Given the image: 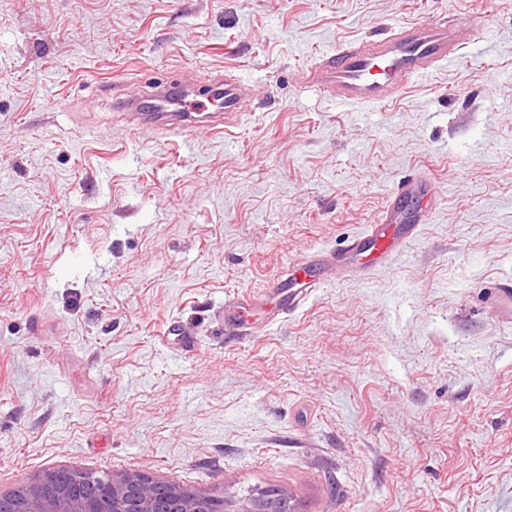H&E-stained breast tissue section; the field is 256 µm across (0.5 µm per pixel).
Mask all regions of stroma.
<instances>
[{
    "instance_id": "1",
    "label": "stroma",
    "mask_w": 512,
    "mask_h": 512,
    "mask_svg": "<svg viewBox=\"0 0 512 512\" xmlns=\"http://www.w3.org/2000/svg\"><path fill=\"white\" fill-rule=\"evenodd\" d=\"M482 20L377 109L304 69L406 22ZM233 73L224 131L130 129L112 102ZM439 197L383 267L232 334L257 295ZM512 0H0V494L137 470L297 512H512ZM194 334L185 354L164 333Z\"/></svg>"
}]
</instances>
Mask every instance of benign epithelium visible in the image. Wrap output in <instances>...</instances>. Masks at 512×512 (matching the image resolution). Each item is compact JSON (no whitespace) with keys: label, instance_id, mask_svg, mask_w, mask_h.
I'll use <instances>...</instances> for the list:
<instances>
[{"label":"benign epithelium","instance_id":"7a95c632","mask_svg":"<svg viewBox=\"0 0 512 512\" xmlns=\"http://www.w3.org/2000/svg\"><path fill=\"white\" fill-rule=\"evenodd\" d=\"M100 482L102 499L91 503L60 485L57 470H48L35 481L0 494L13 503L10 512H210L207 497L172 484L167 502L160 501L157 480L140 471L89 473Z\"/></svg>","mask_w":512,"mask_h":512}]
</instances>
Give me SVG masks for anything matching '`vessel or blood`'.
Masks as SVG:
<instances>
[{
  "mask_svg": "<svg viewBox=\"0 0 512 512\" xmlns=\"http://www.w3.org/2000/svg\"><path fill=\"white\" fill-rule=\"evenodd\" d=\"M482 23L473 20L458 24L447 20L413 22L396 27L385 38L340 45L308 69V82L329 97L351 106L377 107L397 98L408 81L420 78L448 62L458 60L477 35ZM216 109L207 111L210 129L220 130L232 118L245 112L249 88L228 74L213 88ZM157 106L144 118L169 133L187 131L196 124V105L177 90L155 93ZM436 190L421 173L405 178L395 191L384 215L352 238L340 252L317 253L297 264L288 278L273 281L259 296H244L225 304L226 325L238 334H251L256 325L246 313L254 307L268 311L276 321L286 309L297 306L323 287L325 273L332 268L350 267L352 259L362 258L363 269L383 265L416 234L412 217L426 219Z\"/></svg>",
  "mask_w": 512,
  "mask_h": 512,
  "instance_id": "b4317fda",
  "label": "vessel or blood"
}]
</instances>
